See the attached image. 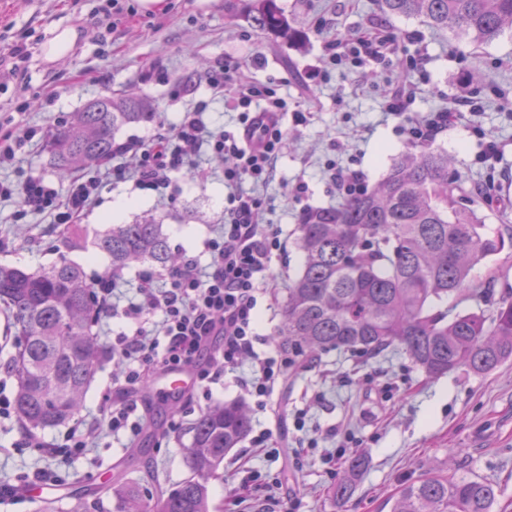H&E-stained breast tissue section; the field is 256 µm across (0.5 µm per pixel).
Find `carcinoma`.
Segmentation results:
<instances>
[{
	"label": "carcinoma",
	"mask_w": 512,
	"mask_h": 512,
	"mask_svg": "<svg viewBox=\"0 0 512 512\" xmlns=\"http://www.w3.org/2000/svg\"><path fill=\"white\" fill-rule=\"evenodd\" d=\"M379 2L386 15L420 17L474 42H489L512 25V0ZM245 16L292 43L302 39L276 0H249ZM153 118V107L140 99L99 98L55 128L47 144L53 165L62 174L88 168L112 156L122 127ZM449 164L427 147L412 149L374 190L297 225L303 263L288 285L280 332L289 344L310 354L402 350L429 379L458 370L485 374L512 359V293L488 312L459 309L481 297L471 284L473 267L512 247V234L489 227L462 203L466 193L448 181ZM92 246L115 271L135 262L159 268L179 262L150 214L112 225ZM92 291L83 268L64 255L34 271L0 265V300L21 338L12 365L14 410L31 431L64 424L81 409L102 356L92 333ZM250 427L240 402L207 409L190 427L191 475L153 498L135 481H117L106 489L116 512H210L207 482ZM364 465L361 454H351L329 497L348 498ZM496 498V486L483 478L427 473L393 495L391 512H493Z\"/></svg>",
	"instance_id": "1"
}]
</instances>
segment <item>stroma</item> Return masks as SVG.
I'll return each mask as SVG.
<instances>
[{
    "label": "stroma",
    "instance_id": "stroma-1",
    "mask_svg": "<svg viewBox=\"0 0 512 512\" xmlns=\"http://www.w3.org/2000/svg\"><path fill=\"white\" fill-rule=\"evenodd\" d=\"M277 4L301 31V43L253 27L244 17V0H165L157 11L143 10L139 0H129L133 17L103 36L94 25L103 0H0V54L16 42L30 49L18 76L0 77V118L26 139L15 161L0 166V182L15 183L33 173L65 188L67 179L47 150L49 134L99 98L146 99L171 123L202 105L207 122L220 128L228 120L224 97L201 83L218 60L231 57L258 80L282 79L281 95L290 109L307 113L308 120L289 123L275 177L262 190L270 219L290 242L286 252L274 256L273 288L259 301V332L280 345L288 284L302 262L294 244L300 209L337 203L327 192L325 162H356L371 189L410 147L397 121L381 119L384 95L394 84L407 80L420 86L412 106L419 116L457 110L462 95L476 101L477 113L469 125L449 128L431 146L448 154L450 176L474 191L486 224L499 228L512 217V30L477 44L449 30H433L417 18L382 17L376 0ZM381 18L405 39L389 66L332 69L325 81L309 80L310 72L324 68L326 40L337 31H354ZM319 19L326 22L320 33L314 30ZM64 27L77 29L78 44L59 63H46L42 48ZM417 53L425 59L423 69H408L407 55ZM257 56L262 59L258 67L252 64ZM187 78L198 80V89L178 92ZM490 137L502 146L493 169L478 159ZM222 168L221 161L203 158L190 172L175 175L171 187L161 193L129 182L106 184L75 227L85 244L68 251L69 259L92 279L111 271L109 257L91 245L95 232L115 222L131 223L148 212L163 224L174 252L207 262L205 242L224 221ZM300 181L307 191L296 199L289 190ZM480 186L488 188V195L477 194ZM120 199L127 200V207L110 215L111 203ZM60 231L51 215L22 217L13 202L0 200V263L29 270L50 266L63 251ZM472 280L487 289L488 297L466 301V308H490L504 287L512 285V248L479 262ZM113 326L103 317L93 327L103 357L78 419L36 433L53 443L55 452L21 447L26 428L16 417L0 418V485L17 488L0 501V512H37L17 487L23 475H42L64 493L77 487L87 490L94 512H113L112 498L104 491L110 479L154 470L161 484L144 486L145 494H155L160 487L174 489L190 474L184 452L190 441L188 425L209 407L242 399L233 383L220 380L194 390L187 401L149 402L152 429L141 432L132 448L125 447L123 439L92 432L103 396L124 397L114 385L120 366L110 349ZM19 345L10 312L0 304V390L10 397L17 388L11 362ZM300 412L318 445L299 460L291 445L296 437L293 421ZM250 417L252 430L272 429L281 450L271 453L246 440L233 448L207 484L212 512H236L232 498L252 470L277 479L281 497L298 499L300 512H388L387 499L428 471L488 479L498 491L494 512H512V361L486 374L460 370L429 380L402 351L379 356L324 351L305 358L288 374L276 391L272 411L254 409ZM175 418L182 426L172 434L168 423ZM73 430L89 443L78 455L68 446ZM348 435L358 440L366 467L353 494L335 502L327 491L343 477L344 468L325 464L323 456Z\"/></svg>",
    "mask_w": 512,
    "mask_h": 512
}]
</instances>
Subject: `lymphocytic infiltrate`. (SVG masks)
Here are the masks:
<instances>
[{
    "instance_id": "1",
    "label": "lymphocytic infiltrate",
    "mask_w": 512,
    "mask_h": 512,
    "mask_svg": "<svg viewBox=\"0 0 512 512\" xmlns=\"http://www.w3.org/2000/svg\"><path fill=\"white\" fill-rule=\"evenodd\" d=\"M399 42L378 21L337 34L326 41L325 50L331 66L353 70L369 59L390 64ZM205 82L223 92L225 111L235 115L231 127L210 128L197 108L177 124L158 123L149 139L121 144L116 162L104 166L102 177L73 178L60 190L30 174L16 184L0 183V199L13 201L22 216L47 213L55 223L76 224L96 203L104 181L160 189L168 187L172 174L189 170L199 154L222 160L224 222L206 243L209 262L187 258L167 272L160 288L154 287L152 275H142L135 297L128 300L107 274L96 280L95 296L109 318L126 325L112 338V355L122 364L118 383L123 392L139 390L157 372L191 365L199 385L213 383L218 373L232 374L236 386L263 411L299 362L296 351L261 349L262 338L255 332L259 300L271 286L273 255L288 245L267 222L266 203L256 192L272 180L288 140L283 122L288 100L279 92L280 79L253 80L228 58L212 67ZM418 92L405 82L391 88L384 96L383 116L398 121L411 143L424 144L459 123L460 115L435 112L415 118L410 107ZM129 153L137 158L132 168L120 161ZM101 412L102 425L112 435H137L135 403L108 398Z\"/></svg>"
}]
</instances>
